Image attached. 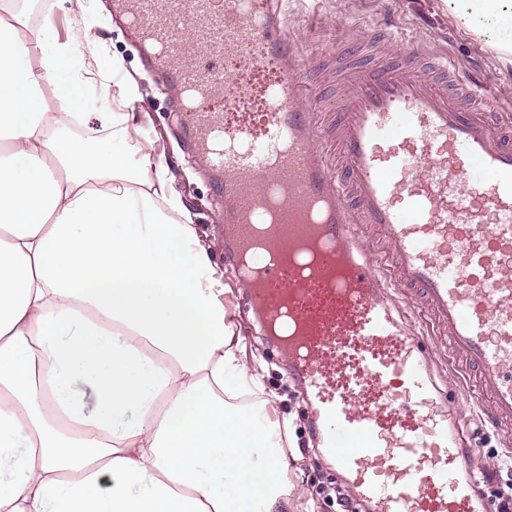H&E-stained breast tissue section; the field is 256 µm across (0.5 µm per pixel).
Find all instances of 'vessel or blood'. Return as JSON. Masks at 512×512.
<instances>
[{
    "label": "vessel or blood",
    "mask_w": 512,
    "mask_h": 512,
    "mask_svg": "<svg viewBox=\"0 0 512 512\" xmlns=\"http://www.w3.org/2000/svg\"><path fill=\"white\" fill-rule=\"evenodd\" d=\"M143 63L174 85L224 200V238L263 272L260 329L292 339L322 449L372 512H480L463 432L421 340L384 296L413 288L478 372L484 422L512 433V115L487 123L453 65L409 49L336 58L320 111L274 0H112ZM387 243L391 269L358 230Z\"/></svg>",
    "instance_id": "obj_1"
}]
</instances>
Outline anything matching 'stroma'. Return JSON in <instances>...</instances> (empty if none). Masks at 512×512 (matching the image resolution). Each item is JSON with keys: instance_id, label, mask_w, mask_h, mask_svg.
<instances>
[{"instance_id": "35a3bbf8", "label": "stroma", "mask_w": 512, "mask_h": 512, "mask_svg": "<svg viewBox=\"0 0 512 512\" xmlns=\"http://www.w3.org/2000/svg\"><path fill=\"white\" fill-rule=\"evenodd\" d=\"M87 13L104 20L99 34L104 44L101 54L92 47L80 46L84 55H97L102 71H110L113 57L123 60L125 72L137 88L135 111L147 113L145 137L156 140L160 151L176 173L175 188L195 215L198 234L211 245L212 261L219 268L229 266L224 250V203L215 197L211 179L202 163L187 148L183 129L170 102L175 94L171 84L159 81L142 64L138 49L123 25L113 17L110 0H83ZM288 29L309 66L323 65L351 40L366 41L381 35L375 50L389 56L412 46L433 53L456 66L462 78L476 76L481 95L493 98L500 111L512 113V67L506 68L483 42L465 35L444 7L442 0H287ZM224 306L248 350L264 366L267 399L272 406L264 410L265 423L288 422V483L291 506L288 512H336L335 494L346 485L331 461L301 454V446L313 436L311 410L299 385L288 371L284 353L271 345L253 328L254 320L244 287L227 280ZM405 321L421 336L424 352L431 359L439 398L450 403L462 424L472 429L471 456L467 467L473 474L497 470L504 457H512V440L503 439L491 425L475 419L482 402L475 392L463 388L458 380L462 359L448 349V339L433 333L430 319L419 306L405 302L401 308Z\"/></svg>"}]
</instances>
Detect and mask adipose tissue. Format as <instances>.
Wrapping results in <instances>:
<instances>
[{"label":"adipose tissue","mask_w":512,"mask_h":512,"mask_svg":"<svg viewBox=\"0 0 512 512\" xmlns=\"http://www.w3.org/2000/svg\"><path fill=\"white\" fill-rule=\"evenodd\" d=\"M443 2L512 67V0ZM82 44L93 23L62 40L0 0V512H287L280 429L237 404L265 386L224 273L122 59L92 95Z\"/></svg>","instance_id":"ef3b65f1"}]
</instances>
